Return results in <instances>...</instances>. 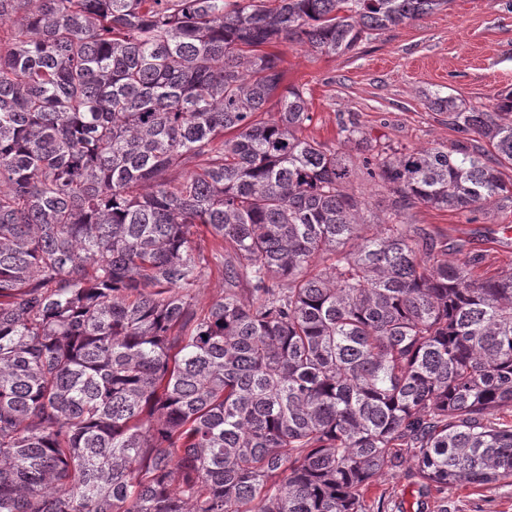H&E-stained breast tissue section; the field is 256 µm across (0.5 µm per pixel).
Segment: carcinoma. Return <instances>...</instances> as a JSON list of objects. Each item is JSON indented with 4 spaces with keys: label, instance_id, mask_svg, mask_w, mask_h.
Here are the masks:
<instances>
[{
    "label": "carcinoma",
    "instance_id": "obj_1",
    "mask_svg": "<svg viewBox=\"0 0 512 512\" xmlns=\"http://www.w3.org/2000/svg\"><path fill=\"white\" fill-rule=\"evenodd\" d=\"M446 5L0 0V512H366L407 459L440 491L512 478V269L402 220L512 200V88L430 99L450 147L343 124L379 218L276 51ZM354 189L356 193H362V196L370 202L373 207L378 206V211L389 208L390 201L389 195L384 190H378L379 188L370 182H361L355 180ZM211 268L193 291L198 310H207L213 301L224 295V275L214 264H211Z\"/></svg>",
    "mask_w": 512,
    "mask_h": 512
}]
</instances>
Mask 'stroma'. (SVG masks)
<instances>
[{"instance_id":"obj_1","label":"stroma","mask_w":512,"mask_h":512,"mask_svg":"<svg viewBox=\"0 0 512 512\" xmlns=\"http://www.w3.org/2000/svg\"><path fill=\"white\" fill-rule=\"evenodd\" d=\"M280 52L287 81L308 92L307 135L340 147L339 124L351 120L398 149L448 146L457 135L428 98L450 94L483 109L512 88V0H451L343 56L289 43ZM405 221L446 240L449 256L477 257V277L512 268L510 202L477 216L419 205ZM411 472L406 462L377 477L364 494L366 512H512V479L426 492Z\"/></svg>"}]
</instances>
